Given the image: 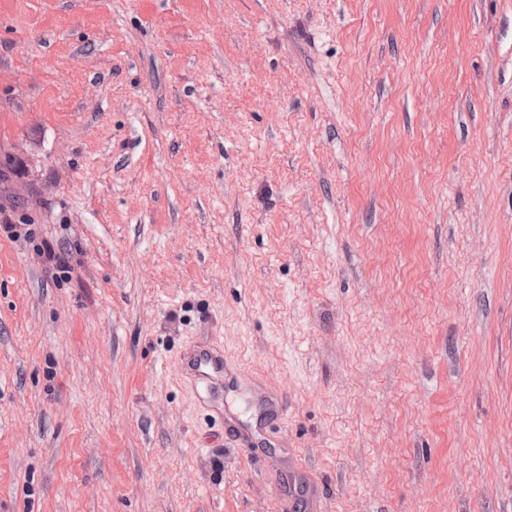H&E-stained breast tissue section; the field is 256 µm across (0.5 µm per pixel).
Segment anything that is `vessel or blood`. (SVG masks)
<instances>
[{
    "mask_svg": "<svg viewBox=\"0 0 512 512\" xmlns=\"http://www.w3.org/2000/svg\"><path fill=\"white\" fill-rule=\"evenodd\" d=\"M181 371L199 404L218 418L224 415L225 388L249 386L247 379L230 369L223 348L211 343L190 344L181 359Z\"/></svg>",
    "mask_w": 512,
    "mask_h": 512,
    "instance_id": "obj_1",
    "label": "vessel or blood"
}]
</instances>
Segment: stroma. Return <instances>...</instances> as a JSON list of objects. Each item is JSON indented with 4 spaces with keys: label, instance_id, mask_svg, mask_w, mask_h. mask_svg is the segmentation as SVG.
I'll use <instances>...</instances> for the list:
<instances>
[{
    "label": "stroma",
    "instance_id": "35a3bbf8",
    "mask_svg": "<svg viewBox=\"0 0 512 512\" xmlns=\"http://www.w3.org/2000/svg\"><path fill=\"white\" fill-rule=\"evenodd\" d=\"M0 207V512H512V0H0ZM181 371L185 382L194 393L199 404L213 412L212 418L224 420V386L235 390L246 389L253 393L256 401L268 410L282 408V399L277 395H266L256 391L247 379L229 368L224 359V349L211 344L192 343L181 359Z\"/></svg>",
    "mask_w": 512,
    "mask_h": 512
}]
</instances>
